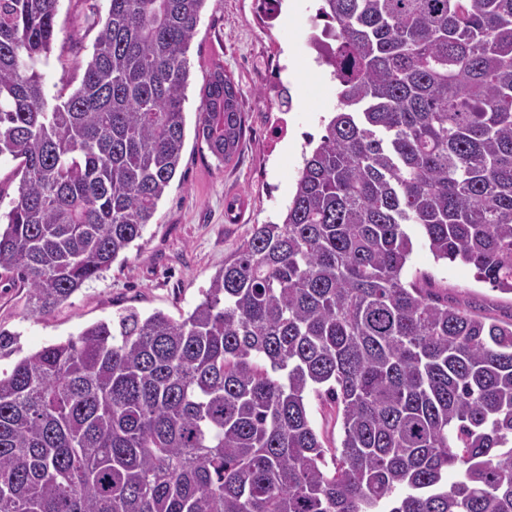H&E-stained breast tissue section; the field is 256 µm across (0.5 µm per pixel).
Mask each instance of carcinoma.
<instances>
[{"mask_svg":"<svg viewBox=\"0 0 512 512\" xmlns=\"http://www.w3.org/2000/svg\"><path fill=\"white\" fill-rule=\"evenodd\" d=\"M58 2L0 0V158L21 168L0 275L33 316L167 194L207 0H108L51 103ZM320 2L337 105L281 222L187 314L129 308L0 372V512H512V319L404 276L414 225L512 294V0ZM201 92L196 135L228 163L238 89L217 65ZM309 411L316 431L333 440L335 444H339L342 435L340 425H336L334 420L321 409L320 404L313 397L309 400Z\"/></svg>","mask_w":512,"mask_h":512,"instance_id":"obj_1","label":"carcinoma"}]
</instances>
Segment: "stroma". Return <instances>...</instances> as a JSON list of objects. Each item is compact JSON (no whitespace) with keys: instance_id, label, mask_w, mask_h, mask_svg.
Here are the masks:
<instances>
[{"instance_id":"1","label":"stroma","mask_w":512,"mask_h":512,"mask_svg":"<svg viewBox=\"0 0 512 512\" xmlns=\"http://www.w3.org/2000/svg\"><path fill=\"white\" fill-rule=\"evenodd\" d=\"M107 5V0H59L55 46L42 70L48 98L60 94L66 82H79ZM318 6L319 0H309L304 13L289 17L281 11L270 20L261 0H208L189 51L180 178L125 261L52 312L29 315L27 289L0 280V329L17 334L22 353L76 336L129 307L145 315L157 309L175 317L187 313L254 226L278 219L302 164L305 134L324 135L323 118L336 105V83L326 68L294 66L316 56L310 39ZM215 61L234 80L245 116L240 151L226 165L195 136L200 89ZM411 237L408 274L428 276L449 297L487 315L512 317V295L492 290L472 267L435 260L419 232Z\"/></svg>"}]
</instances>
